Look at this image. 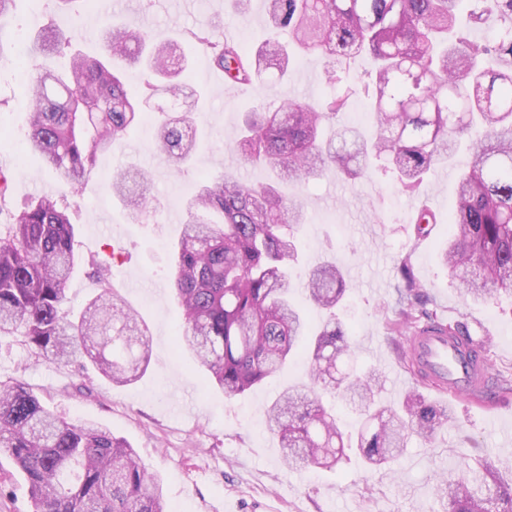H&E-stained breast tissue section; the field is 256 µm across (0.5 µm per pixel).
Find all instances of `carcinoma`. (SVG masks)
<instances>
[{"mask_svg":"<svg viewBox=\"0 0 512 512\" xmlns=\"http://www.w3.org/2000/svg\"><path fill=\"white\" fill-rule=\"evenodd\" d=\"M470 18L495 22L494 44L457 31L460 0H266L271 36L248 51L207 31L192 37L213 65L237 84L277 71L287 75L288 30L306 54L326 60L331 86L348 81L343 62L362 53L376 63L370 103L375 134L354 127L325 139V126L346 112L351 86L315 104L286 99L270 111L245 114L233 142L244 160L281 179L301 181L331 170L358 178L372 160H384L401 191H414L437 165L469 142V157L448 214L443 262L474 300L512 296V0H471ZM105 55L76 53L64 71L53 67L68 41L42 33L34 50L41 62L28 76L29 150L44 156L70 191L95 171L100 152L128 134L145 113L115 63L142 68L147 90L174 99L193 95L180 42L130 23L104 30ZM157 151L175 168L197 148L192 117L166 115L155 126ZM12 172L0 169V212L7 207ZM144 172L122 170L112 189L143 218L157 212ZM188 219L173 246L172 290L183 312L178 339L228 398L265 382L293 359L311 368L308 385L280 392L267 412L290 469L333 468L356 447L364 461L387 467L414 437L429 438L448 413L419 394L401 410L375 406L378 375L347 369L351 343L339 316L349 294L345 274L325 261L307 270L308 302L326 314L312 329L292 298L290 270L296 238L306 221L301 201L273 185H248L231 171L200 182L187 204ZM437 223L421 210L419 236ZM74 227L53 198L29 203L0 228V336H20L28 351L59 365L88 358L116 385L144 376L149 366L146 329L112 288L110 267L88 259L97 285L79 316L63 310L74 269ZM402 307L392 332L411 327L413 311L426 313L429 297L410 261L398 266ZM328 391L365 416L356 442L344 438ZM0 455L24 474L33 512H168L163 487L137 453L99 424L69 422L41 403L24 383L0 380ZM446 512H512V474L485 457L464 461L436 486Z\"/></svg>","mask_w":512,"mask_h":512,"instance_id":"carcinoma-1","label":"carcinoma"}]
</instances>
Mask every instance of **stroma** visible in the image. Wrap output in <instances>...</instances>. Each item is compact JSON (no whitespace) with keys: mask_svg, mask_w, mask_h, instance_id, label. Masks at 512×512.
<instances>
[{"mask_svg":"<svg viewBox=\"0 0 512 512\" xmlns=\"http://www.w3.org/2000/svg\"><path fill=\"white\" fill-rule=\"evenodd\" d=\"M97 0L93 14L75 18L56 0H17L13 13L0 17V168L14 180L12 207L21 210L40 196L60 197L75 230L79 261L67 284L65 307L79 314L96 284L86 260L122 253L112 266L111 283L146 327L151 360L146 374L130 385L100 378L92 365L63 366L32 356L19 337H0V380H18L69 421H94L127 440L150 474L164 482L170 512H441L436 496L440 475L464 457L481 454L512 472V392H497L486 406H469L437 393L406 372L401 353L407 336L392 333L398 317L397 268L409 258L429 294L430 307L447 321L465 320L474 338L490 339L486 355L492 372L512 378V300H464L440 260L447 240L443 219L456 199V181L439 169L414 194L392 185L376 168L356 182L335 173L310 178L305 186L284 183L299 194L307 224L299 235L303 258L323 257L342 267L352 286L345 314L351 368L375 369L385 381L378 398L397 406L410 393L446 409L449 418L429 440H412L407 453L388 468L367 467L357 455L335 469L296 472L282 462L279 441L267 427L266 408L290 385L307 381L309 365L300 360L250 392L229 399L198 370L192 354L175 340L180 309L172 294L170 252L177 241L186 203L203 178L237 169L244 181H269L268 170L248 165L228 148L245 111L262 104L277 108L285 98L317 102L329 93L326 63L293 55L288 83L225 87L206 51L189 47V74L205 89L206 109L194 120L202 140L185 173H176L142 126L112 143L99 157L96 175L78 194L62 196V178L43 158L26 153L23 141L29 113L22 80L12 55L16 38L36 41L48 28L71 40V51L98 55L104 22L132 19L150 32L179 36L203 26L250 49L267 37L264 0H197L186 12L168 0ZM134 165L150 177L156 217H136L106 184L119 168ZM429 207L440 219L427 237L415 234V214ZM28 487L11 460L0 457V512H32Z\"/></svg>","mask_w":512,"mask_h":512,"instance_id":"stroma-1","label":"stroma"}]
</instances>
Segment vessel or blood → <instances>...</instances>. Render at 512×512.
<instances>
[{
    "label": "vessel or blood",
    "mask_w": 512,
    "mask_h": 512,
    "mask_svg": "<svg viewBox=\"0 0 512 512\" xmlns=\"http://www.w3.org/2000/svg\"><path fill=\"white\" fill-rule=\"evenodd\" d=\"M415 378L433 389L471 403L482 402L493 380L481 345L472 338L449 333L446 326L427 323L416 327L410 339Z\"/></svg>",
    "instance_id": "b4317fda"
}]
</instances>
